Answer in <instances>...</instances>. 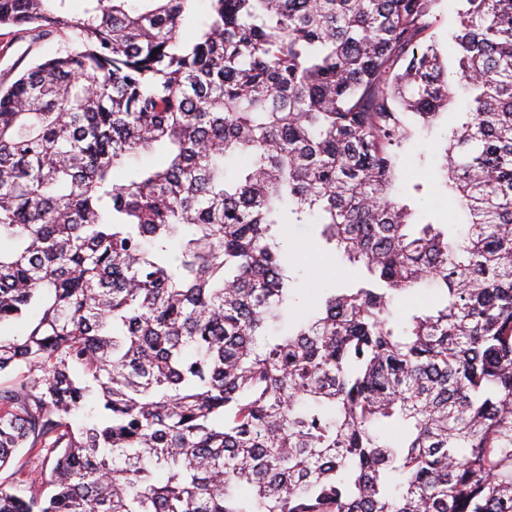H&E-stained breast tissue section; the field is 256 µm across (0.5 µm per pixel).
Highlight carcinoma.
Returning a JSON list of instances; mask_svg holds the SVG:
<instances>
[{
	"mask_svg": "<svg viewBox=\"0 0 512 512\" xmlns=\"http://www.w3.org/2000/svg\"><path fill=\"white\" fill-rule=\"evenodd\" d=\"M68 2L0 0L57 44L0 85V469L54 487L0 512H512V0L445 53L440 0ZM444 114L463 229L392 193ZM310 216L359 276L296 311Z\"/></svg>",
	"mask_w": 512,
	"mask_h": 512,
	"instance_id": "carcinoma-1",
	"label": "carcinoma"
}]
</instances>
